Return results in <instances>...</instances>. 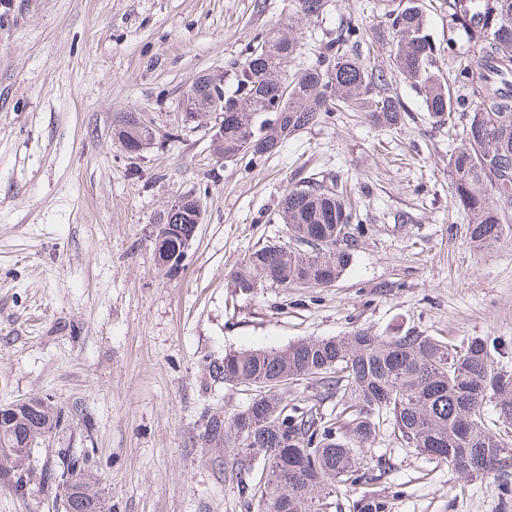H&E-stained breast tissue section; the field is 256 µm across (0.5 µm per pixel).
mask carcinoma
<instances>
[{
  "label": "carcinoma",
  "instance_id": "carcinoma-1",
  "mask_svg": "<svg viewBox=\"0 0 512 512\" xmlns=\"http://www.w3.org/2000/svg\"><path fill=\"white\" fill-rule=\"evenodd\" d=\"M325 0H296V13H323ZM396 40L389 69L371 66L350 52L361 28L347 23L326 42L315 62L286 76L300 42L274 31L255 38L246 56L232 66L234 86L224 91V110L240 121L224 126V159L261 158L280 142L316 123L336 107L363 112L384 127L403 122L404 106L388 92L387 74L414 88L425 109L444 121L468 118L465 144L451 155L455 203L469 218L468 235L487 247L512 231L505 209L512 205V0H448V28L465 37L463 48L448 38V73L438 65L440 49L427 33L422 6L411 0L385 14ZM197 110L216 88L203 75L192 82ZM499 195L491 200L490 192ZM288 225V243L250 252L233 272L234 286L326 287L340 277L356 241L355 216L343 188L310 181L288 190L279 214ZM196 223L189 206L166 225L174 244ZM496 341L473 337L452 346L436 336L406 332L377 336L357 329L348 336L305 339L283 349L228 351L221 366L207 365L224 383L256 385L264 392L242 411L211 419V439L229 449L231 473L263 463L258 481H240L246 508L255 512H326L327 499L346 486L379 479L364 462L380 432V414L391 419L400 439L462 474L493 475L512 466V433L487 426L485 407L512 426V374L495 362ZM321 380L325 393L341 389L350 405L332 418L321 406L288 405L280 390L290 382ZM66 448H40L24 464L35 473L43 497H57L60 457ZM78 512H111L93 471L90 453L72 456ZM4 486L24 494L29 482L0 466ZM356 512H391L387 496L366 491Z\"/></svg>",
  "mask_w": 512,
  "mask_h": 512
}]
</instances>
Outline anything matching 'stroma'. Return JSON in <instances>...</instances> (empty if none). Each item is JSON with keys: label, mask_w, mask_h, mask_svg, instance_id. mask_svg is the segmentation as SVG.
I'll use <instances>...</instances> for the list:
<instances>
[{"label": "stroma", "mask_w": 512, "mask_h": 512, "mask_svg": "<svg viewBox=\"0 0 512 512\" xmlns=\"http://www.w3.org/2000/svg\"><path fill=\"white\" fill-rule=\"evenodd\" d=\"M398 0H0V403L50 396L80 416L53 447L88 448L112 512H246L203 437L209 415L244 410L252 388L211 379L226 351L283 348L360 328L413 331L459 346L497 340L512 371V236L470 243L453 204L460 129L432 119L392 80L401 125L336 112L255 162L213 155L209 112L183 123L184 95L269 30H294L303 69L340 22L387 67L383 23ZM156 132L125 151L113 117ZM346 186L361 221L352 261L327 288H258L231 275L275 241L288 190L306 177ZM192 194L203 217L180 269L154 265L163 203ZM373 485L391 512H512L493 477H470L402 446L385 423Z\"/></svg>", "instance_id": "stroma-1"}]
</instances>
